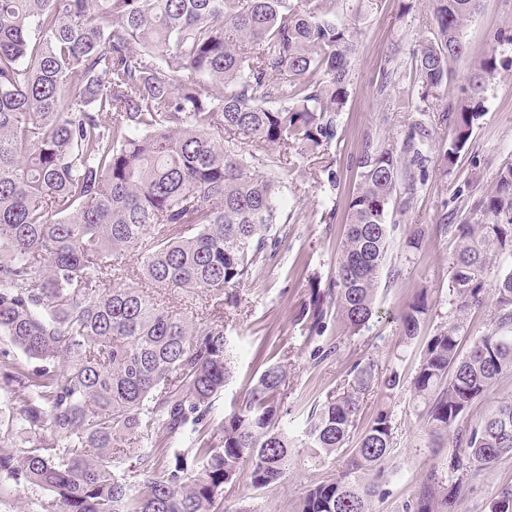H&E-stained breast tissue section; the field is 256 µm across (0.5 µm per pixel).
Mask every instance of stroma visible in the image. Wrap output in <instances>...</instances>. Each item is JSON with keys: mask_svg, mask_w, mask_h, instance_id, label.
Here are the masks:
<instances>
[{"mask_svg": "<svg viewBox=\"0 0 512 512\" xmlns=\"http://www.w3.org/2000/svg\"><path fill=\"white\" fill-rule=\"evenodd\" d=\"M332 20L355 34L356 54L351 63L350 97L336 118L337 134L327 150L302 159L299 167L284 171V203L277 234L281 246L271 260L255 268L239 289L242 312L226 320L237 356L235 374L215 401L216 417H223L232 399L243 396L255 383L266 361H284L288 370L289 428L300 432L316 404L344 386L350 367L375 361L397 371L405 386L393 395H368L364 420L383 408L391 409L396 425V454L408 461L406 470L393 474L386 494L376 500L374 512H402L416 480L432 462L418 425L413 397L406 383L419 364L426 340L448 320V261L455 248L452 234L436 231L441 219L458 224L476 198L492 189L495 173L512 161V42H497L499 31L512 34V0H481L464 24L467 52L453 67L446 85L423 95L412 52L433 33V0H332ZM495 51L502 65L484 93L483 115L476 122L468 147L450 168L440 155L447 131L438 126L443 109L454 107L477 59ZM394 55L398 73L382 85V67ZM421 120L435 127L423 152L425 174L413 196L398 192L389 208L394 226L379 289V318L360 334L346 333L335 304H328L323 339L338 344L337 353L313 360V343L298 321L309 297L310 281L328 288L335 275L348 204L359 183L357 156L366 143L387 146L402 140L409 123ZM426 230L420 250L406 251L403 243L416 226ZM427 289L431 310L411 344L401 340L398 315L418 289ZM345 453L317 459L306 449L294 451L288 475L281 482L255 489L248 472L224 488L225 512L250 501L256 512H295L307 486L340 469ZM512 486V456L502 457L491 469L474 475L458 512H490L500 491ZM48 491L0 479V512H43Z\"/></svg>", "mask_w": 512, "mask_h": 512, "instance_id": "obj_1", "label": "stroma"}]
</instances>
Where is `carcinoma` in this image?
I'll list each match as a JSON object with an SVG mask.
<instances>
[{
  "label": "carcinoma",
  "mask_w": 512,
  "mask_h": 512,
  "mask_svg": "<svg viewBox=\"0 0 512 512\" xmlns=\"http://www.w3.org/2000/svg\"><path fill=\"white\" fill-rule=\"evenodd\" d=\"M433 37L415 52L429 92L466 53L463 23L478 0H434ZM355 53L349 31L295 0H0V336L14 361L13 418L31 436L0 437V476L52 493L44 512H215L250 466L264 488L291 450L331 456L349 442L365 396L400 387L394 369L350 368L346 387L314 407L300 434L281 422L285 364L266 362L224 418L214 401L233 377L224 310L281 244L279 169L288 150L336 137ZM498 70L480 60L440 156L454 164ZM422 121L401 146L367 144L333 287L311 285L302 310L311 341L327 299L350 335L377 315L399 185L413 194ZM279 148L263 172L249 146ZM442 229L457 239L448 322L424 345L409 382L429 447L450 459L416 482L404 512H458L469 478L512 455V401L487 403L512 375V162ZM204 306L175 307L171 296ZM492 301L490 328L460 346L461 316ZM427 289L400 315L402 339L429 315ZM392 412L380 409L332 478L308 487L297 512H373L394 462ZM189 433L187 448L165 445Z\"/></svg>",
  "instance_id": "1"
}]
</instances>
